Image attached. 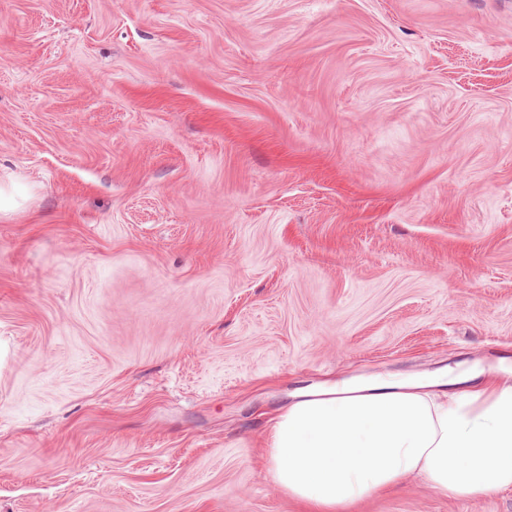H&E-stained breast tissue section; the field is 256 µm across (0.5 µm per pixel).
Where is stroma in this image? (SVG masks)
<instances>
[{"instance_id": "obj_1", "label": "stroma", "mask_w": 512, "mask_h": 512, "mask_svg": "<svg viewBox=\"0 0 512 512\" xmlns=\"http://www.w3.org/2000/svg\"><path fill=\"white\" fill-rule=\"evenodd\" d=\"M9 178L0 512H302L296 390L512 366V0H0Z\"/></svg>"}]
</instances>
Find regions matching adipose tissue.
I'll return each instance as SVG.
<instances>
[{
    "mask_svg": "<svg viewBox=\"0 0 512 512\" xmlns=\"http://www.w3.org/2000/svg\"><path fill=\"white\" fill-rule=\"evenodd\" d=\"M266 450L274 482L304 512H355L410 477L483 499L512 488V372L301 389L270 418Z\"/></svg>",
    "mask_w": 512,
    "mask_h": 512,
    "instance_id": "adipose-tissue-1",
    "label": "adipose tissue"
}]
</instances>
